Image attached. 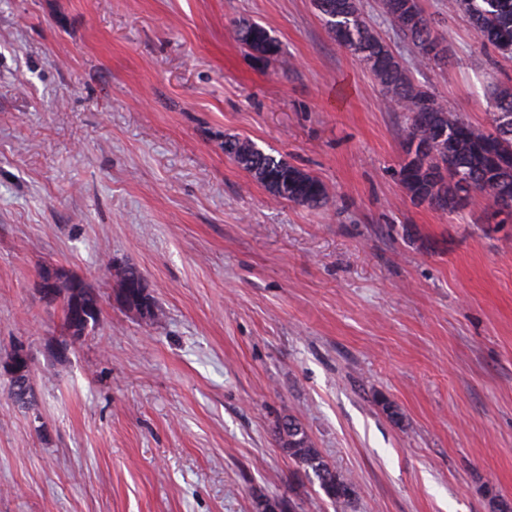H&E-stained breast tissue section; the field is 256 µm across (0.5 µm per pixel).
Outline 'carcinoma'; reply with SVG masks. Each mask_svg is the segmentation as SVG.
Returning <instances> with one entry per match:
<instances>
[{
	"mask_svg": "<svg viewBox=\"0 0 512 512\" xmlns=\"http://www.w3.org/2000/svg\"><path fill=\"white\" fill-rule=\"evenodd\" d=\"M315 10L332 38L341 46L358 48L357 56L380 86L389 105L405 114L407 135L400 182L409 195L453 214L481 196L501 214L499 202L512 201V88L494 82L486 92L494 100L491 129H480L461 113L450 112L430 89L411 78L391 46L369 25L359 0H313ZM381 9L418 65H438L448 58V39L436 30L420 0H381ZM448 10L466 13L482 46L512 56V0H448ZM238 42L258 61L281 54L278 41L261 25L243 23ZM437 139L436 152L412 150L419 129ZM224 154L264 184L277 198L308 207L325 205L329 194L316 177L264 152L246 138L224 137ZM295 430L283 447L301 467L312 470L324 496L345 512L351 502V483L324 459L299 419L288 417Z\"/></svg>",
	"mask_w": 512,
	"mask_h": 512,
	"instance_id": "1",
	"label": "carcinoma"
}]
</instances>
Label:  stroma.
<instances>
[{
    "mask_svg": "<svg viewBox=\"0 0 512 512\" xmlns=\"http://www.w3.org/2000/svg\"><path fill=\"white\" fill-rule=\"evenodd\" d=\"M421 4L448 62L414 80L489 128L512 61ZM405 128L312 0H0V512H334L274 433L291 416L353 478L349 512H512V222L413 201ZM228 135L327 205L273 198ZM47 263L101 302L63 358ZM113 264L155 321L111 302ZM238 42L258 61H267L281 54L278 41L261 25L243 23L237 30ZM224 153L277 198L314 208L322 207L328 201L327 189L319 179L283 158L265 153L249 139L225 136ZM10 376L14 382L15 398L21 402H28L32 396L30 384V362L25 353L16 352L9 366ZM13 386L11 384V397L14 399Z\"/></svg>",
    "mask_w": 512,
    "mask_h": 512,
    "instance_id": "35a3bbf8",
    "label": "stroma"
}]
</instances>
